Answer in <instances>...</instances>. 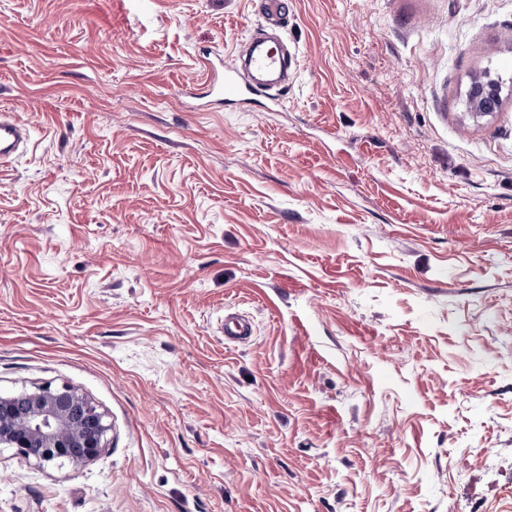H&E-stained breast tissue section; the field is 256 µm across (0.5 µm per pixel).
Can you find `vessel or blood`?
<instances>
[{
    "label": "vessel or blood",
    "instance_id": "b4317fda",
    "mask_svg": "<svg viewBox=\"0 0 512 512\" xmlns=\"http://www.w3.org/2000/svg\"><path fill=\"white\" fill-rule=\"evenodd\" d=\"M259 12L267 26H283L288 18V0H257ZM260 38H252L251 50L246 67L224 64L205 59L202 63L210 78V86L225 100L249 103L258 97H266L271 103H278L277 92L280 78L288 67L282 45L264 50ZM29 144V130L11 113H0V164L6 163L24 153Z\"/></svg>",
    "mask_w": 512,
    "mask_h": 512
}]
</instances>
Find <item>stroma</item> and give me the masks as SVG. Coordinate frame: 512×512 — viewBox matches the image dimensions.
<instances>
[{
  "instance_id": "1",
  "label": "stroma",
  "mask_w": 512,
  "mask_h": 512,
  "mask_svg": "<svg viewBox=\"0 0 512 512\" xmlns=\"http://www.w3.org/2000/svg\"><path fill=\"white\" fill-rule=\"evenodd\" d=\"M261 23L0 0V396L108 427L0 512H512V0H295L280 106L212 102ZM501 85L498 79L491 74L477 76L475 83L468 92L470 112L473 116L491 113V107L500 104ZM29 130L11 113H0V164L11 161L24 153L29 144Z\"/></svg>"
}]
</instances>
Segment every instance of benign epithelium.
<instances>
[{
    "mask_svg": "<svg viewBox=\"0 0 512 512\" xmlns=\"http://www.w3.org/2000/svg\"><path fill=\"white\" fill-rule=\"evenodd\" d=\"M501 85L489 74L476 77L468 92L470 112L485 115L500 104ZM102 415L68 386H42L20 400L0 397V445L39 462L68 461L80 465L105 446Z\"/></svg>",
    "mask_w": 512,
    "mask_h": 512,
    "instance_id": "benign-epithelium-1",
    "label": "benign epithelium"
}]
</instances>
